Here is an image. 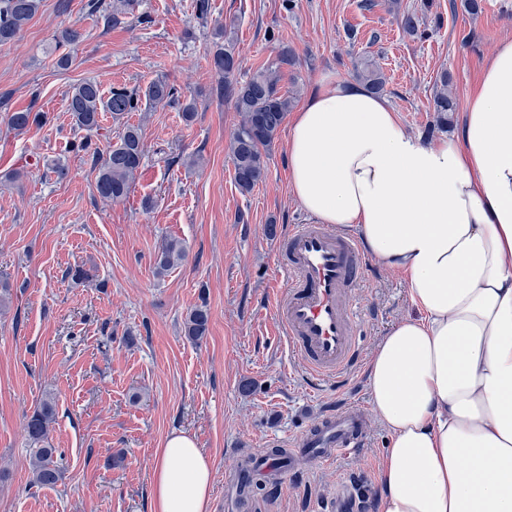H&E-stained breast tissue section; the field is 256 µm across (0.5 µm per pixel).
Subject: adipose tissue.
<instances>
[{
	"instance_id": "ef3b65f1",
	"label": "adipose tissue",
	"mask_w": 512,
	"mask_h": 512,
	"mask_svg": "<svg viewBox=\"0 0 512 512\" xmlns=\"http://www.w3.org/2000/svg\"><path fill=\"white\" fill-rule=\"evenodd\" d=\"M286 155L296 200L358 233L417 310L369 361L389 435L378 512H512V39L481 66L447 141L424 142L384 98L327 76ZM212 481L194 439L172 435L151 512H209Z\"/></svg>"
}]
</instances>
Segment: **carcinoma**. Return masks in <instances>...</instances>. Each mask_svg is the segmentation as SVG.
<instances>
[{
	"instance_id": "obj_1",
	"label": "carcinoma",
	"mask_w": 512,
	"mask_h": 512,
	"mask_svg": "<svg viewBox=\"0 0 512 512\" xmlns=\"http://www.w3.org/2000/svg\"><path fill=\"white\" fill-rule=\"evenodd\" d=\"M40 0H0V42L13 39L35 15ZM137 0H112V13L104 20L117 25L120 16L133 14ZM296 55L287 46L282 47L276 66L262 69L239 84L229 83L238 69L234 53L219 46L213 53L214 69L224 75V82L217 93L234 99V108L240 120L230 141L234 182L243 194L250 193L264 181L267 174L266 152L276 139L292 105L289 95L281 92V67L295 66ZM352 76L369 90L379 93L384 90L386 79L381 68L371 59L361 58L352 64ZM145 97L155 106H165L179 99L177 88L164 79L149 84ZM140 95L124 87L112 89L109 97H103L100 86L84 80L72 86L68 97V111L76 127L89 133L99 128V116L109 112L119 120L124 115L139 109ZM457 110L455 96L448 90V77H443L441 86L435 90L433 111L437 112L436 123L448 121V113ZM7 122L18 132L32 125L46 122L43 112L16 111L7 113ZM81 149H90L85 141ZM92 150V149H90ZM95 155V190L104 200H120L127 196L130 183L141 166L144 144L139 128L128 125L119 141L109 146L105 156L99 149ZM185 259V250L180 241L164 242L157 254L155 264L158 272L164 273ZM209 312L201 305L192 309L184 321V335L194 341L203 339L209 328ZM55 416V402L47 397L26 417L25 433L31 452L33 481L42 487H53L61 479V473L53 458L56 449L48 442L50 426Z\"/></svg>"
}]
</instances>
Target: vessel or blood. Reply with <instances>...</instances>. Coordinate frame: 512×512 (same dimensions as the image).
<instances>
[{
    "label": "vessel or blood",
    "instance_id": "obj_1",
    "mask_svg": "<svg viewBox=\"0 0 512 512\" xmlns=\"http://www.w3.org/2000/svg\"><path fill=\"white\" fill-rule=\"evenodd\" d=\"M363 255L355 238L321 224H295L279 254L288 277L273 296L281 333L305 373L318 384L344 382L359 356L355 317L345 293L360 277ZM366 423L361 410L348 406L328 411L304 433L299 446L320 461L351 455L364 447ZM281 458L260 452L249 466H236L230 480L235 494L255 480L284 483Z\"/></svg>",
    "mask_w": 512,
    "mask_h": 512
}]
</instances>
